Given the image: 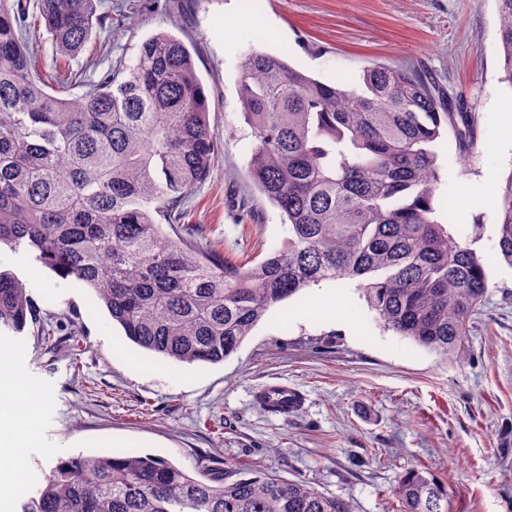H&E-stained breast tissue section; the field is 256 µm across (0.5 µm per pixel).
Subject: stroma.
I'll use <instances>...</instances> for the list:
<instances>
[{
    "mask_svg": "<svg viewBox=\"0 0 512 512\" xmlns=\"http://www.w3.org/2000/svg\"><path fill=\"white\" fill-rule=\"evenodd\" d=\"M122 29L100 32L105 59L73 69L98 79L133 65L146 38H180L195 61L222 143L188 221L239 259H262L288 231L246 174L253 137L237 100L243 59L280 57L325 83L356 88L364 69L426 73L477 116V147L457 161L453 133L438 145L435 216L486 261L488 290L449 360L385 329L351 285L324 282L272 308L239 350L217 364H184L137 347L92 289L63 279L24 247H0V268L22 280L39 316L23 332L0 329L20 388L36 392L33 437L6 512H20L58 459L73 454L152 455L190 470L215 461L302 481L351 512H401L393 491L419 471L443 488L444 512H512V266L496 253L498 194L467 209L512 173V86L501 80L496 0H105ZM74 332L83 352L50 345L43 324ZM269 383L304 396L289 418L253 399Z\"/></svg>",
    "mask_w": 512,
    "mask_h": 512,
    "instance_id": "1",
    "label": "stroma"
}]
</instances>
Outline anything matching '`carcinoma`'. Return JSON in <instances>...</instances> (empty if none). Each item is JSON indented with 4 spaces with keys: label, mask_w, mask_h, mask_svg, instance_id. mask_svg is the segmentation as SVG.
Returning <instances> with one entry per match:
<instances>
[{
    "label": "carcinoma",
    "mask_w": 512,
    "mask_h": 512,
    "mask_svg": "<svg viewBox=\"0 0 512 512\" xmlns=\"http://www.w3.org/2000/svg\"><path fill=\"white\" fill-rule=\"evenodd\" d=\"M502 80L512 86V0H496ZM103 0H0V245L24 246L61 278L92 288L127 338L178 363H221L273 307L326 281L355 283L384 328L461 360L484 302L485 262L435 217L437 145L476 148L475 116L437 81L401 66L367 68L360 93L254 51L238 102L254 137L248 176L288 221V237L249 264L186 222L191 193L221 145L185 43L158 33L136 63L71 93L70 61ZM55 53L38 66L29 35ZM498 254L512 265V172ZM37 320L26 286L0 270V326ZM403 512H438L434 480L411 470ZM23 512H349L304 482L211 468L192 476L151 455L81 453L52 467Z\"/></svg>",
    "instance_id": "cac0c4a2"
}]
</instances>
